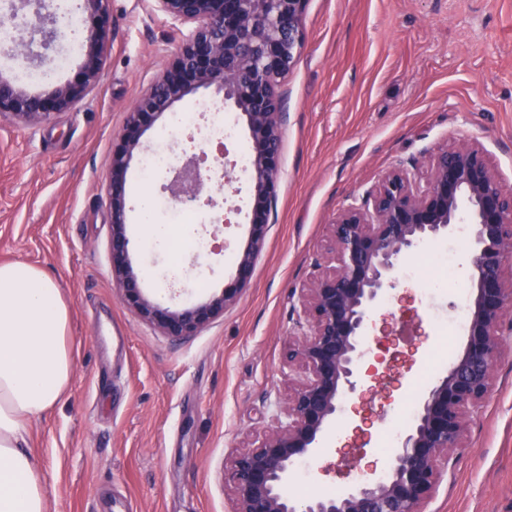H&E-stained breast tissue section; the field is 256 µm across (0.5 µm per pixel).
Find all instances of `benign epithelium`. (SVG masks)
<instances>
[{
  "mask_svg": "<svg viewBox=\"0 0 512 512\" xmlns=\"http://www.w3.org/2000/svg\"><path fill=\"white\" fill-rule=\"evenodd\" d=\"M167 18L192 26L171 63L132 105L112 151L108 184L111 272L125 306L142 322L173 341L193 336L237 303L252 278L270 229L280 178V138L285 119L279 79L302 46L307 0H151ZM84 26L78 37L83 59L77 76L51 81L31 92L0 71V114L36 124L63 112L94 86L110 40L111 0H81ZM8 15L20 18L16 58L45 61L63 26L48 0H15ZM213 90L224 107L245 118L250 143L253 203L249 232L236 257V271L224 289L204 301L165 305L141 287L128 236L125 184L143 136L173 106L201 90ZM175 204L220 202L206 193L199 160L173 171L168 184ZM469 224L468 259L472 297L466 343L424 396L386 477H367L335 495L288 496L284 488L295 466L322 449L329 424L356 391L364 355L362 329L380 296L394 287L400 260L424 242ZM326 264L300 291V332L288 342L285 359L298 374L282 402L283 419L224 462L231 512H423L448 464L462 448L472 414L492 391L502 356L503 327L512 315V191L479 142L445 144L428 157L427 182L400 170L387 172L328 224Z\"/></svg>",
  "mask_w": 512,
  "mask_h": 512,
  "instance_id": "7a95c632",
  "label": "benign epithelium"
}]
</instances>
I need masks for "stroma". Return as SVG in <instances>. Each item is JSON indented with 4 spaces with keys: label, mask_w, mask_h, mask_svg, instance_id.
I'll use <instances>...</instances> for the list:
<instances>
[{
    "label": "stroma",
    "mask_w": 512,
    "mask_h": 512,
    "mask_svg": "<svg viewBox=\"0 0 512 512\" xmlns=\"http://www.w3.org/2000/svg\"><path fill=\"white\" fill-rule=\"evenodd\" d=\"M112 40L99 82L70 109L26 125L0 116V264L23 261L60 286L70 311L74 376L66 399L28 426L53 512H230L224 461L276 425L294 374L299 290L323 260L327 225L362 202L389 170L426 182L429 154L480 142L512 189V0H309L303 45L281 83L280 179L265 248L237 303L196 335L170 341L128 310L110 268L112 146L126 115L190 32L149 0H112ZM168 172L129 182L130 224L142 197L158 222ZM228 210L197 211L211 238L171 274L173 256L132 235L144 286L182 304L220 292L247 235L250 183L238 176ZM463 263L459 233L425 243L364 328L361 373L330 430L329 447L295 470L287 493L306 497L382 472L380 445L421 374L455 290L424 293L421 253ZM494 387L475 413L465 455L448 467L424 512H512V332Z\"/></svg>",
    "instance_id": "35a3bbf8"
}]
</instances>
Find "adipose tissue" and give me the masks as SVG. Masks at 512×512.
<instances>
[{
  "label": "adipose tissue",
  "instance_id": "ef3b65f1",
  "mask_svg": "<svg viewBox=\"0 0 512 512\" xmlns=\"http://www.w3.org/2000/svg\"><path fill=\"white\" fill-rule=\"evenodd\" d=\"M69 308L40 268L0 264V512H51L28 425L67 396L73 379Z\"/></svg>",
  "mask_w": 512,
  "mask_h": 512
}]
</instances>
